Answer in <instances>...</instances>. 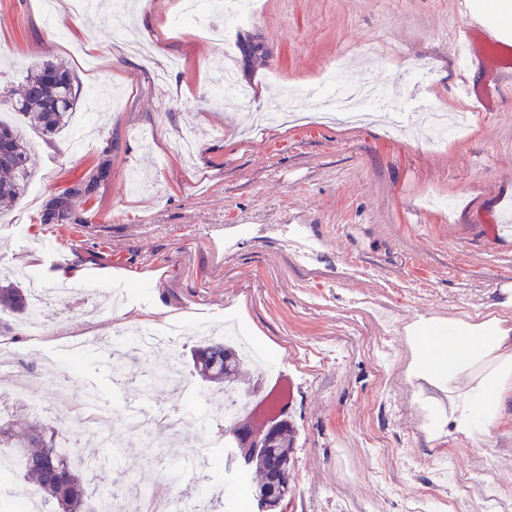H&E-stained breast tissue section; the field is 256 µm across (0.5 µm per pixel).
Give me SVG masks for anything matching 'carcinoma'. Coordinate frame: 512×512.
<instances>
[{
  "mask_svg": "<svg viewBox=\"0 0 512 512\" xmlns=\"http://www.w3.org/2000/svg\"><path fill=\"white\" fill-rule=\"evenodd\" d=\"M76 105L70 71L62 64H44L26 76V83L12 109L29 117L45 136L56 135L67 125ZM36 160L28 140L18 128L0 122V203L8 205L21 197L35 174ZM110 165L101 164L87 182L49 202L43 221L69 223V198L90 195L108 179ZM29 291L17 285L0 288V313L29 317ZM242 358L238 351L219 340L207 339L194 350V368L212 381L234 383ZM289 426L273 441L270 451L260 453L255 470L260 475L258 491L269 492L277 471L291 465ZM93 461L79 470L71 464L69 447L55 439L47 417L22 415L0 422V474L21 470L26 493L41 505V512H113L112 458L89 451Z\"/></svg>",
  "mask_w": 512,
  "mask_h": 512,
  "instance_id": "1",
  "label": "carcinoma"
}]
</instances>
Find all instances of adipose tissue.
Returning a JSON list of instances; mask_svg holds the SVG:
<instances>
[{
  "instance_id": "adipose-tissue-1",
  "label": "adipose tissue",
  "mask_w": 512,
  "mask_h": 512,
  "mask_svg": "<svg viewBox=\"0 0 512 512\" xmlns=\"http://www.w3.org/2000/svg\"><path fill=\"white\" fill-rule=\"evenodd\" d=\"M405 375L444 401H422L427 432L480 445L512 411V319L497 311L419 319L404 328Z\"/></svg>"
}]
</instances>
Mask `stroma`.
Here are the masks:
<instances>
[{"instance_id": "1", "label": "stroma", "mask_w": 512, "mask_h": 512, "mask_svg": "<svg viewBox=\"0 0 512 512\" xmlns=\"http://www.w3.org/2000/svg\"><path fill=\"white\" fill-rule=\"evenodd\" d=\"M179 10L128 0L116 20L57 0L50 26L40 0H0V121L18 122L11 92L47 62L68 67L78 98L59 134L25 127L36 172L0 210V271L27 267L54 292L46 329L0 316V343L20 356L0 366V411L25 410L19 370L44 375L43 400L68 371L75 393L101 394V451L118 475L161 486L159 461L122 423L135 407L171 409L186 420L178 450L200 456L206 493L222 492L224 451L204 439L224 424L225 392L252 399L262 372L243 366L227 391L198 375L192 349L198 325L217 339L233 327L294 373L284 512H512V418L479 447L425 431L416 399L436 391L407 381L402 340L413 320L481 314L512 287V75L496 111L434 147L422 113L468 107L453 77L459 0H260L230 30ZM228 38L266 54L234 57L244 106L211 96ZM333 60L390 106L356 125L319 119L312 90ZM104 161L111 175L72 199L74 223H44L47 203ZM173 321L184 338L151 361L179 355L195 394L115 387L108 346ZM85 333L106 345L71 368L55 339Z\"/></svg>"}]
</instances>
